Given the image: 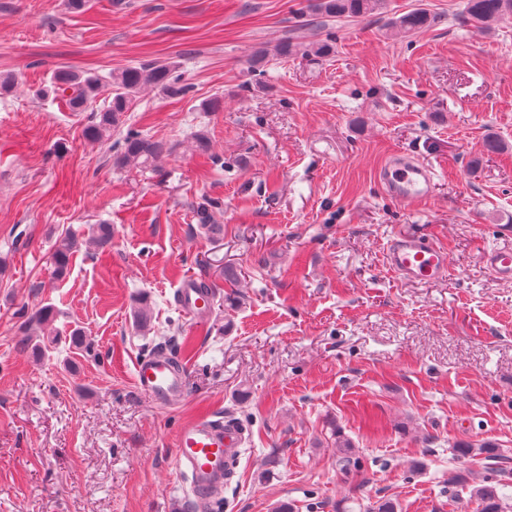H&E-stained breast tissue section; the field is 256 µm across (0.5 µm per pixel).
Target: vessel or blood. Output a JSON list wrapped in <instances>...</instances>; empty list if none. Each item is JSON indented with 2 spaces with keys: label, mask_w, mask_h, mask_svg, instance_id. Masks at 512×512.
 <instances>
[{
  "label": "vessel or blood",
  "mask_w": 512,
  "mask_h": 512,
  "mask_svg": "<svg viewBox=\"0 0 512 512\" xmlns=\"http://www.w3.org/2000/svg\"><path fill=\"white\" fill-rule=\"evenodd\" d=\"M434 171L424 161L405 154L394 155L377 172L376 179L388 195L404 205L430 198ZM482 260L498 279L512 281V246L486 250ZM388 269L411 282L440 281L449 275L445 248L425 234L404 233L393 237L386 250ZM175 302L196 322L208 318L212 298L199 286L197 277L181 280ZM133 381L136 389L155 404L183 401L188 393L187 375L174 358L159 350L138 359ZM245 443V430L235 420L200 416L182 424L174 439V468L190 485L200 503L222 495L237 474Z\"/></svg>",
  "instance_id": "1"
}]
</instances>
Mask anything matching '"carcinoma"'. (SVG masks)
I'll list each match as a JSON object with an SVG mask.
<instances>
[{
    "instance_id": "carcinoma-1",
    "label": "carcinoma",
    "mask_w": 512,
    "mask_h": 512,
    "mask_svg": "<svg viewBox=\"0 0 512 512\" xmlns=\"http://www.w3.org/2000/svg\"><path fill=\"white\" fill-rule=\"evenodd\" d=\"M314 14L320 18H374L386 12V0H315ZM464 17L480 28L489 29L499 21L512 17V0H465ZM437 23V18L423 8L414 9L394 19L389 27L398 34L413 35ZM331 52L327 42L305 43L288 40L268 48L257 50L248 61L249 69L261 72L269 55L279 58L290 56L324 57ZM112 100L103 111L96 113L85 130L93 142H105L112 136L121 117L135 104L139 94L147 87L154 88L170 97H183L189 86L183 83L176 66L168 63H148L126 67L110 75ZM103 79L99 76H84L59 68L52 78V91L67 96L69 107L74 112L83 111L88 101L95 97ZM165 152L161 143L138 131H129L120 141L114 157V165L119 169L143 170L152 166ZM213 202L203 198L193 206L195 218L200 228L208 233L215 226L211 224ZM112 243V226L103 224L96 233L85 241V245L105 249ZM79 248V241L72 235H65L56 242L54 250L55 275L59 278L67 274L70 257ZM53 321V312L42 308L27 316L20 343L31 347L39 354L46 351V345L33 342L31 327L42 328ZM471 495L478 501L480 512H502V502L496 487L483 485L475 487Z\"/></svg>"
}]
</instances>
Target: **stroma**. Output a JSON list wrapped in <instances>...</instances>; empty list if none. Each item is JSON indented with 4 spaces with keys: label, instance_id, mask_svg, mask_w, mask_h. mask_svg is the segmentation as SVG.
Returning a JSON list of instances; mask_svg holds the SVG:
<instances>
[{
    "label": "stroma",
    "instance_id": "35a3bbf8",
    "mask_svg": "<svg viewBox=\"0 0 512 512\" xmlns=\"http://www.w3.org/2000/svg\"><path fill=\"white\" fill-rule=\"evenodd\" d=\"M312 2L0 0V512H198L173 440L202 414L247 431L223 512H479L485 483L512 512V281L481 261L512 242V19L483 30L461 23L464 0H387L379 19L302 25ZM419 6L438 23L393 34L388 19ZM291 37L333 51L248 71L256 47ZM146 61L178 62L190 91L144 90L108 143L84 135L108 92L74 112L49 91L61 67ZM130 129L165 144L153 167L113 166ZM199 130L208 151L191 145ZM395 154L434 168L428 200L378 185ZM198 197L217 203L216 239ZM101 224L111 245L56 278L59 237ZM409 232L447 247L446 280L388 271L390 239ZM189 275L215 285L207 323L175 303ZM44 306L48 357L17 345L23 313ZM159 347L187 372L176 405L133 383ZM485 441L500 465L455 452Z\"/></svg>",
    "mask_w": 512,
    "mask_h": 512
}]
</instances>
